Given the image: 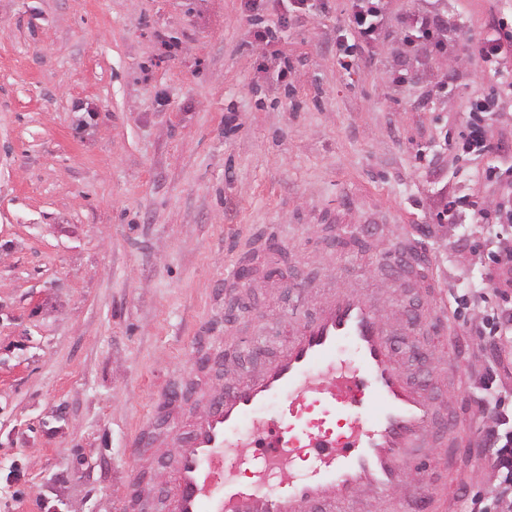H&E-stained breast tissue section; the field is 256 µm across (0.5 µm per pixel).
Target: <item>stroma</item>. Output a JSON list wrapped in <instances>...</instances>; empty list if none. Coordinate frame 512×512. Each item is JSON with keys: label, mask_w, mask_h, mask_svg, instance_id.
<instances>
[{"label": "stroma", "mask_w": 512, "mask_h": 512, "mask_svg": "<svg viewBox=\"0 0 512 512\" xmlns=\"http://www.w3.org/2000/svg\"><path fill=\"white\" fill-rule=\"evenodd\" d=\"M349 8L261 0L258 42L244 0H0V512H124L195 417L165 414L160 394L204 404L255 373L252 348L263 363L286 351L287 312L345 289L377 304L397 367L428 388L432 487L453 512L491 491L482 452L448 445L458 410L493 419L485 385L512 393V351L470 339L474 311L454 301L502 287L496 228L440 212L454 194L512 195L480 175L512 165V89L477 52L512 0H384L368 44L344 35ZM426 10L464 39L419 38L406 22ZM481 93L501 104L475 161L448 143ZM384 243L416 246L424 278ZM206 354L223 380L199 371Z\"/></svg>", "instance_id": "obj_1"}]
</instances>
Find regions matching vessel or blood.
I'll list each match as a JSON object with an SVG mask.
<instances>
[{
	"label": "vessel or blood",
	"mask_w": 512,
	"mask_h": 512,
	"mask_svg": "<svg viewBox=\"0 0 512 512\" xmlns=\"http://www.w3.org/2000/svg\"><path fill=\"white\" fill-rule=\"evenodd\" d=\"M394 354L380 312L355 292L303 315L283 355L215 392L180 437L168 512H324L368 492L445 512L447 494L430 492L411 457L432 404Z\"/></svg>",
	"instance_id": "b4317fda"
}]
</instances>
